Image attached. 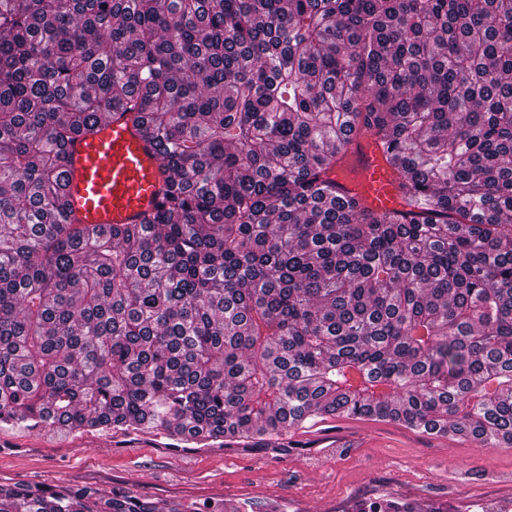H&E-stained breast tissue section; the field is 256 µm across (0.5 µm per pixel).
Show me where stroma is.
Returning <instances> with one entry per match:
<instances>
[{"mask_svg": "<svg viewBox=\"0 0 512 512\" xmlns=\"http://www.w3.org/2000/svg\"><path fill=\"white\" fill-rule=\"evenodd\" d=\"M0 484L67 483L129 490L166 504L223 503L224 512H356L358 504L412 503L416 512H512V448L437 437L396 423L328 420L296 433L283 458L184 448L157 450L98 433L6 430Z\"/></svg>", "mask_w": 512, "mask_h": 512, "instance_id": "35a3bbf8", "label": "stroma"}]
</instances>
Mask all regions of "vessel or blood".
I'll use <instances>...</instances> for the list:
<instances>
[{
    "label": "vessel or blood",
    "mask_w": 512,
    "mask_h": 512,
    "mask_svg": "<svg viewBox=\"0 0 512 512\" xmlns=\"http://www.w3.org/2000/svg\"><path fill=\"white\" fill-rule=\"evenodd\" d=\"M67 200L73 217L90 226L137 224L161 200L160 160L141 128L113 115L90 136L67 146ZM351 160L356 173L339 177L348 194L382 211L399 207L401 196L378 141L355 138Z\"/></svg>",
    "instance_id": "b4317fda"
}]
</instances>
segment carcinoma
<instances>
[{
	"instance_id": "1",
	"label": "carcinoma",
	"mask_w": 512,
	"mask_h": 512,
	"mask_svg": "<svg viewBox=\"0 0 512 512\" xmlns=\"http://www.w3.org/2000/svg\"><path fill=\"white\" fill-rule=\"evenodd\" d=\"M112 112L163 202L77 224L66 147ZM356 134L401 208L337 193ZM340 417L512 447V0H0V427L278 457Z\"/></svg>"
}]
</instances>
